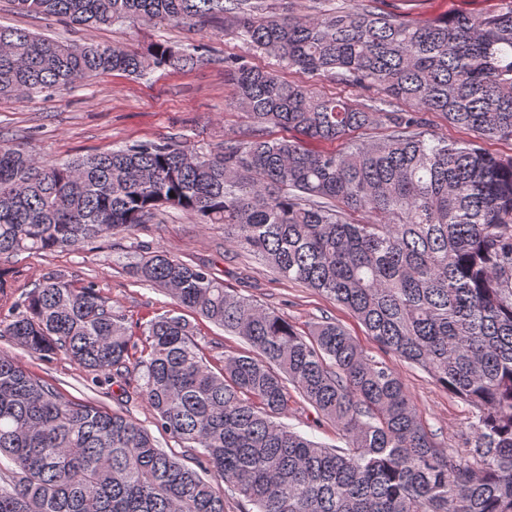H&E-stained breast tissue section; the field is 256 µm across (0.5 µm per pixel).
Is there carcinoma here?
<instances>
[{
  "instance_id": "cac0c4a2",
  "label": "carcinoma",
  "mask_w": 512,
  "mask_h": 512,
  "mask_svg": "<svg viewBox=\"0 0 512 512\" xmlns=\"http://www.w3.org/2000/svg\"><path fill=\"white\" fill-rule=\"evenodd\" d=\"M77 25L227 20L290 82L224 61L246 138L200 152L171 138L49 162L0 140V256L79 249L132 233L166 209L222 224L280 277L347 308L386 352L419 367L470 414L463 447L436 441L395 370L334 319L299 332L164 249L129 266L181 309L244 339L214 371L182 315L141 336L96 290L52 273L12 305L0 337L40 359L62 353L122 382L137 372L156 429L196 451L157 447L130 416L74 402L0 352V512H512V0L489 16L405 20L360 0L312 16L263 0H14ZM193 50L52 40L0 25V97L25 100L114 72L192 66ZM374 89L378 104L322 96L304 77ZM404 102L405 109H393ZM473 134L448 143L429 114ZM384 118L370 142L355 132ZM268 126L288 137L271 139ZM311 141H342L334 152ZM293 387L341 432L329 448L278 421Z\"/></svg>"
}]
</instances>
